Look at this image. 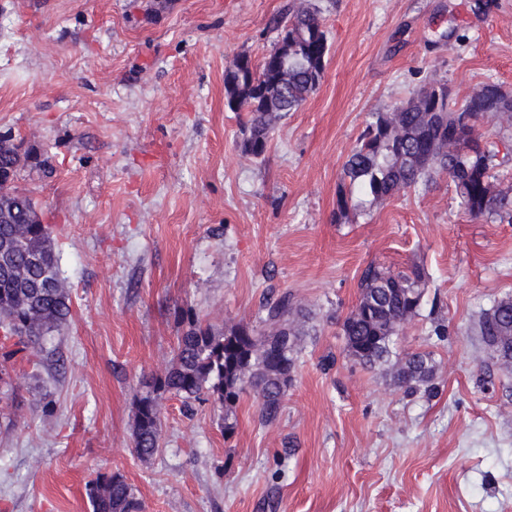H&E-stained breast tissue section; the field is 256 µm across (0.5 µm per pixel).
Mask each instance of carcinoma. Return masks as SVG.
<instances>
[{
  "instance_id": "obj_1",
  "label": "carcinoma",
  "mask_w": 512,
  "mask_h": 512,
  "mask_svg": "<svg viewBox=\"0 0 512 512\" xmlns=\"http://www.w3.org/2000/svg\"><path fill=\"white\" fill-rule=\"evenodd\" d=\"M319 7L287 10L274 21L277 35L288 32V61L272 51L255 63L247 54L244 74L227 70L224 88L227 107L245 112L242 124L243 151L254 159L267 151L274 122L297 111L314 93L324 77L330 51ZM418 92L394 107L400 116L395 134L377 113L367 124L357 145L344 161L336 192V220L352 209L364 207L367 198L382 200L401 191L428 187L444 175L454 186L458 204L475 219L512 223V187L495 186V145L476 136V123L493 117L495 98L473 103V95L441 100L449 122L461 112L473 125L456 131L454 153L428 163L412 157L419 133L420 116L413 108ZM359 305L343 322L347 355L373 368L392 365L394 383L416 393L436 392L434 370L428 355L406 354L392 360V337L398 335L404 315L416 316L425 288L424 270L415 265L410 272H391L369 264L359 280ZM262 322L267 329L255 333L246 325L232 326L222 333L202 326L193 316L181 318L186 329L177 337L175 355L161 374L151 378L146 395L135 408L132 437L137 455L147 460L160 447L161 418L156 395L170 393L191 401L209 402L230 410L241 394L252 391L259 403V416L272 424L282 413L283 397L293 382L298 354L299 330L290 296L282 293L267 300ZM71 316V300L62 283L51 231L42 223L33 200L24 192L11 201L5 223H0V358L7 363L27 356L34 368L45 361L61 365V357L45 347L46 338L60 331ZM480 335L485 342L507 336L505 354L512 355V297H506L481 317ZM86 496L92 512H142L133 487L118 473L99 475L88 481Z\"/></svg>"
}]
</instances>
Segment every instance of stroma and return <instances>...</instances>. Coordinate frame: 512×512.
Wrapping results in <instances>:
<instances>
[{"instance_id":"35a3bbf8","label":"stroma","mask_w":512,"mask_h":512,"mask_svg":"<svg viewBox=\"0 0 512 512\" xmlns=\"http://www.w3.org/2000/svg\"><path fill=\"white\" fill-rule=\"evenodd\" d=\"M315 2L324 77L255 159L224 72L267 54L300 0H0V135L30 157L16 185L54 231L72 306L47 342L65 370L0 373V512H92L86 482L113 473L143 512H512V366L478 328L512 296V224L471 218L444 176L336 217L372 113L435 81L512 91V0ZM476 132L511 186L512 123ZM371 263L428 277L394 350L430 355L436 397L345 353ZM284 292L310 330L280 419L260 424L248 392L228 435L211 404L165 393L161 447L137 457L135 405L178 316L251 326Z\"/></svg>"}]
</instances>
